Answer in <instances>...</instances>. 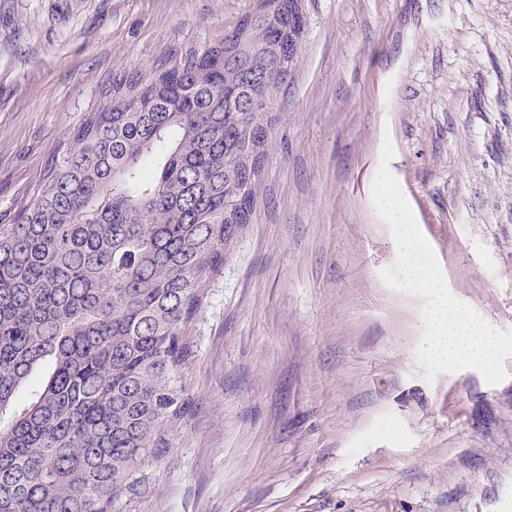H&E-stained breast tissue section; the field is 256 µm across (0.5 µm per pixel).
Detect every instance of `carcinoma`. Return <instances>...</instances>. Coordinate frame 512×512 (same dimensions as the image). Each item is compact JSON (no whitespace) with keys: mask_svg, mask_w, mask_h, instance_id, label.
<instances>
[{"mask_svg":"<svg viewBox=\"0 0 512 512\" xmlns=\"http://www.w3.org/2000/svg\"><path fill=\"white\" fill-rule=\"evenodd\" d=\"M298 0L152 74L58 145L0 224V512H112L190 409L209 277L249 223Z\"/></svg>","mask_w":512,"mask_h":512,"instance_id":"cac0c4a2","label":"carcinoma"}]
</instances>
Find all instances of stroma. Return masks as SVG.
I'll list each match as a JSON object with an SVG mask.
<instances>
[{"label": "stroma", "instance_id": "35a3bbf8", "mask_svg": "<svg viewBox=\"0 0 512 512\" xmlns=\"http://www.w3.org/2000/svg\"><path fill=\"white\" fill-rule=\"evenodd\" d=\"M251 222L211 276L192 401L112 512H512V358L427 381L417 296L371 185L390 168L450 291L512 329V0H301ZM255 0H0V213L114 78Z\"/></svg>", "mask_w": 512, "mask_h": 512}]
</instances>
